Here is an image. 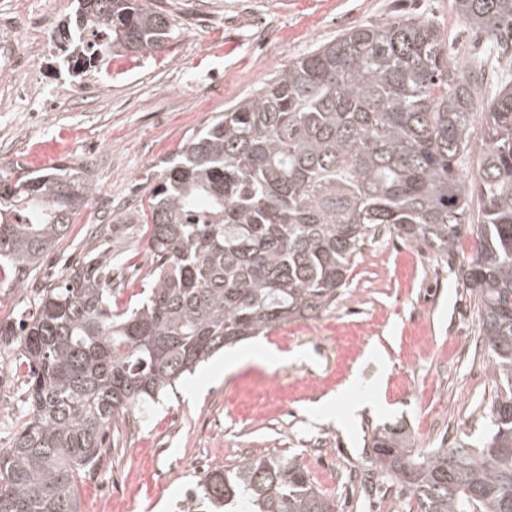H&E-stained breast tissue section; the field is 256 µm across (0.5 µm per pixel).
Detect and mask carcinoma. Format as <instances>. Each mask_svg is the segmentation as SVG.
I'll return each instance as SVG.
<instances>
[{
    "instance_id": "cac0c4a2",
    "label": "carcinoma",
    "mask_w": 512,
    "mask_h": 512,
    "mask_svg": "<svg viewBox=\"0 0 512 512\" xmlns=\"http://www.w3.org/2000/svg\"><path fill=\"white\" fill-rule=\"evenodd\" d=\"M78 3L62 38L78 72L172 38L148 0ZM454 6L508 51L512 0ZM498 67L448 58L430 19L362 24L191 133L151 191V282L134 304L113 305L123 289L94 258L40 288L31 314L0 321L27 369L26 420L0 448V512H80L79 481L107 456L110 427L142 422L225 348L335 305L383 230L444 262L474 238L456 277L478 303L500 393L476 446L416 448L383 424L370 465L415 512H512V81L484 89ZM94 191L78 168L0 173V284L23 287ZM199 488L224 512H335L296 456H245Z\"/></svg>"
}]
</instances>
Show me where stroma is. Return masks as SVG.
<instances>
[{
  "mask_svg": "<svg viewBox=\"0 0 512 512\" xmlns=\"http://www.w3.org/2000/svg\"><path fill=\"white\" fill-rule=\"evenodd\" d=\"M175 30L160 52L69 70L55 32L76 0H0V170L81 167L96 187L27 285L0 287V320L34 308L44 281L111 256L127 304L149 283L147 200L161 160L185 137L274 83L317 45L359 24L433 18L449 45L492 57L453 0H156ZM441 262L383 233L334 306L258 340L271 363L224 370L215 356L142 423L109 432L111 454L78 488L81 512H184L206 470L247 455H295L336 512H414L407 491L370 465L364 437L402 423L418 447L478 441L498 383L479 347L477 306ZM20 377L0 369V448L24 420Z\"/></svg>",
  "mask_w": 512,
  "mask_h": 512,
  "instance_id": "35a3bbf8",
  "label": "stroma"
}]
</instances>
